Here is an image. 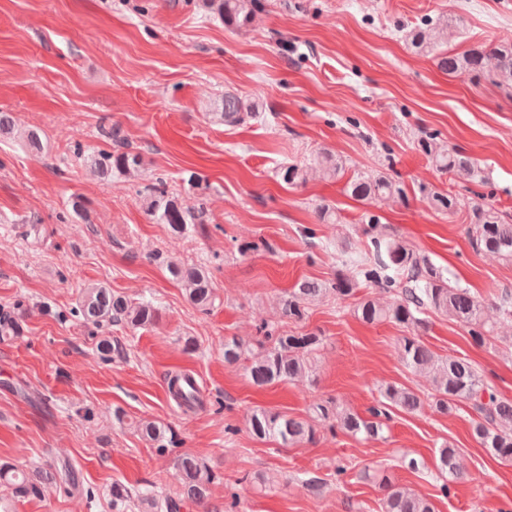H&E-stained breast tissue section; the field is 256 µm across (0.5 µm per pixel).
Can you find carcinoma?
Here are the masks:
<instances>
[{"label": "carcinoma", "instance_id": "carcinoma-1", "mask_svg": "<svg viewBox=\"0 0 512 512\" xmlns=\"http://www.w3.org/2000/svg\"><path fill=\"white\" fill-rule=\"evenodd\" d=\"M206 3L224 20V27L237 32L249 27L259 8V0H206ZM461 23L460 18L441 22L427 20L403 29V38L417 51L431 53L440 29ZM437 65L453 77L484 78L512 90V42H477L459 53L443 51L437 54ZM255 107L256 101L228 90L221 101L220 118L227 125H237L257 118ZM107 136L113 140L115 148L91 156L94 169L104 177L111 176L114 170L126 175L138 171L140 155L124 149L116 131H109ZM416 144L436 170L472 183H484L476 159L454 146L440 145L437 133L420 131ZM345 190L357 201L406 200L400 183L385 173L357 175L348 180ZM138 193L146 203L147 212L158 223L168 225L175 236L182 235L190 226L206 223L203 206L188 205L171 195L161 177L139 186ZM420 193L436 211L450 216L466 213L474 251L512 261V223L484 194L475 192L466 198L424 185L420 186ZM360 221L366 225L369 241L361 247H342L339 256L342 269L335 277L325 281L304 280L284 294L282 317L293 324L294 329L287 331L263 323L257 328L259 336L251 343L235 336L226 338L224 362L232 365L246 360L249 377L258 388L308 378L313 375L315 355L323 344L320 334L303 327L311 303L320 297L350 298L361 288H377L390 294L391 302L382 305L369 297L360 299L354 309L357 317L367 324L390 322L404 328L405 335L399 338L403 363L414 372L429 375L432 409L448 414L461 402L470 404L477 413V419L472 422L476 442L497 459L512 462V401L499 396L469 359L440 355L421 339V332L427 328L428 314L438 313L468 328L474 342H485L492 336L495 326L484 317V301L470 289L451 283L443 269L405 241L378 231L379 215L366 211ZM168 270L186 286L194 305L205 312L210 309L216 296L210 273L205 268L170 264ZM494 307L501 319L512 321V291L502 292ZM80 314L85 322L93 325L110 322L137 329L152 324L158 311L148 300L133 302L109 288L95 287L85 292ZM169 393L186 413L204 404L201 389L194 386L186 374H176L169 379ZM380 394L378 405L370 408L366 416L341 409L332 399L315 400L310 404L308 419L257 407L248 415L247 427L255 439L274 438L283 448L313 441L316 421L326 424L331 431L340 430L365 441L384 440L392 410L416 412L423 406V399L404 386L390 383L380 386ZM176 467L180 475V497L159 501L147 490L143 492V501L150 508L180 512L186 500L198 504L208 500L211 486L218 479L213 470L190 454L180 456ZM462 477L458 449L444 444L438 450L436 473L441 495L449 496L452 486ZM360 478L378 484L385 491L381 512H436L431 500L397 486L383 469L366 466L360 471ZM44 482L77 488L80 476L72 467L64 466L45 471L36 480L13 465L0 464V487L14 497L37 496Z\"/></svg>", "mask_w": 512, "mask_h": 512}]
</instances>
